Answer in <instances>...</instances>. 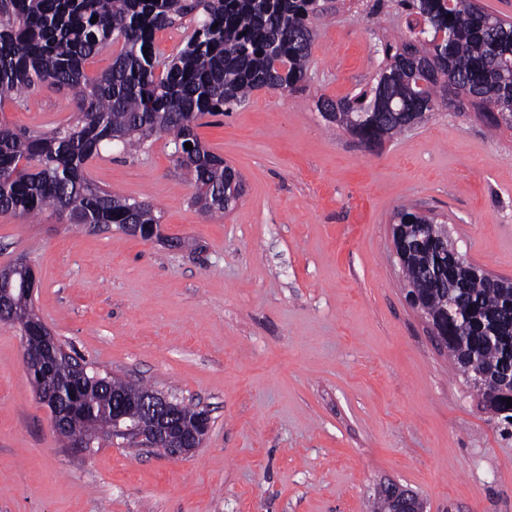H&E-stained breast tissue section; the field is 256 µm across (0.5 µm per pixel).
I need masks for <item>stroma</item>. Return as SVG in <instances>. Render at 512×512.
Listing matches in <instances>:
<instances>
[{"mask_svg":"<svg viewBox=\"0 0 512 512\" xmlns=\"http://www.w3.org/2000/svg\"><path fill=\"white\" fill-rule=\"evenodd\" d=\"M325 0L305 89L252 93L197 133L242 176L223 217L191 204L169 137L102 149L88 178L163 213L173 250L48 211L0 214V267L26 257L53 335L102 374L210 416L173 460L65 448L0 320V512H371L375 490L417 491L427 512H512V439L404 299L394 212L447 217L462 253L512 278V130L470 105L441 108L368 148L316 107L369 88L382 42L406 29L394 0ZM76 110L43 87L0 113L42 132Z\"/></svg>","mask_w":512,"mask_h":512,"instance_id":"1","label":"stroma"}]
</instances>
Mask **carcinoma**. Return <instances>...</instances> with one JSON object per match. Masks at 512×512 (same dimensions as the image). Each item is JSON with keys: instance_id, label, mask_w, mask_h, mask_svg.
Wrapping results in <instances>:
<instances>
[{"instance_id": "obj_1", "label": "carcinoma", "mask_w": 512, "mask_h": 512, "mask_svg": "<svg viewBox=\"0 0 512 512\" xmlns=\"http://www.w3.org/2000/svg\"><path fill=\"white\" fill-rule=\"evenodd\" d=\"M407 32L384 43L385 64L374 85L337 100L318 99L330 123L367 148L419 121L422 113L468 101L492 129L512 128V21L490 17L475 0H397ZM201 13L185 47L155 52L158 31ZM320 0H0V110L24 104L38 87L74 93L73 120L35 133L0 120V212L35 218L50 209L68 223L93 230L142 225L154 234L161 214L147 202L111 194L85 175L87 162L113 144L135 151L148 139L173 135L177 158L195 187L192 203L205 216L224 214V184L232 167L208 150L195 129L205 115L230 112L263 88L296 95L304 90L316 37ZM96 22H91L93 16ZM117 45L112 66L91 77L85 63ZM149 52H144L143 47ZM192 148H185V143ZM407 226L399 265L406 292H418L439 340L482 408L511 435L512 280L496 278L441 243L443 225L403 207ZM13 272L11 304L0 318L28 336L44 325L31 296L35 277L23 259ZM33 378L43 394L71 390L59 435L72 447L91 435L111 436L112 394L137 398L146 387L109 373L80 374L78 358L49 359L29 340ZM374 512H398L384 486Z\"/></svg>"}]
</instances>
